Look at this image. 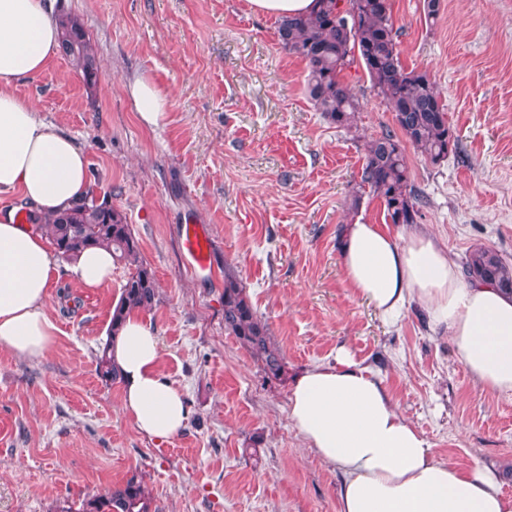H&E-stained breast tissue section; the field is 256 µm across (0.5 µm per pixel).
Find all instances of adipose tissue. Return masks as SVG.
<instances>
[{
    "label": "adipose tissue",
    "mask_w": 512,
    "mask_h": 512,
    "mask_svg": "<svg viewBox=\"0 0 512 512\" xmlns=\"http://www.w3.org/2000/svg\"><path fill=\"white\" fill-rule=\"evenodd\" d=\"M53 0H0V192L18 194L32 216L0 209V346L37 359L55 342L47 310L55 278L49 240L37 220L88 193L87 155L57 128L39 121L15 87L53 60L58 28ZM142 123L158 126L169 97L147 76L125 81ZM103 248L74 265L81 287L112 281ZM345 280L388 322L418 304L447 333L480 391L512 397V296L489 285H462L446 249L424 228L396 237L379 225H346L340 246ZM122 374L121 409L142 434L167 440L185 428L182 387L162 370L160 338L130 313L112 345ZM288 416L307 447L343 476L339 512H512L497 473L438 460L370 368L349 351L306 370L292 384Z\"/></svg>",
    "instance_id": "1"
}]
</instances>
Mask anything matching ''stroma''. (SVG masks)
<instances>
[{"label":"stroma","mask_w":512,"mask_h":512,"mask_svg":"<svg viewBox=\"0 0 512 512\" xmlns=\"http://www.w3.org/2000/svg\"><path fill=\"white\" fill-rule=\"evenodd\" d=\"M391 3L402 62L434 78L458 137L438 164L406 151L421 225L456 262L485 246L512 265V0H443L431 23L420 0ZM54 12L80 18L100 82L87 87L59 55L15 92L85 146L89 195L125 214L157 279L144 317L189 419L170 440L141 435L120 384L96 372L129 267L86 291L56 259L53 347L33 360L0 347V512H54L135 473L158 512H338L341 476L306 447L288 402L291 378L341 347L379 375L438 459L493 468L512 495V398L480 393L418 305L387 323L344 279L343 226L385 222L377 198L356 205L351 191L367 142L394 125L362 66L343 73L361 103L347 131L313 109L304 62L249 0H56ZM139 74L170 98L154 128L121 89ZM183 224L204 225L211 269L187 268ZM228 272L281 349L287 381L268 380L225 331Z\"/></svg>","instance_id":"35a3bbf8"}]
</instances>
